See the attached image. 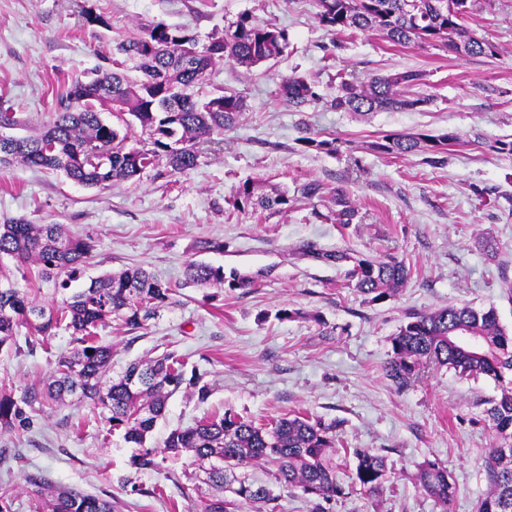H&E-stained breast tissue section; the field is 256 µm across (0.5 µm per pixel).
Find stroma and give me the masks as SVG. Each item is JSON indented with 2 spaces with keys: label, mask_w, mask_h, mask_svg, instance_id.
I'll return each mask as SVG.
<instances>
[{
  "label": "stroma",
  "mask_w": 512,
  "mask_h": 512,
  "mask_svg": "<svg viewBox=\"0 0 512 512\" xmlns=\"http://www.w3.org/2000/svg\"><path fill=\"white\" fill-rule=\"evenodd\" d=\"M93 9L105 24L84 23ZM243 13L288 32L277 61L251 72L224 66L214 86L241 95L246 110L222 142L208 146L194 169L88 189L21 164L0 168V221L60 224L92 238L95 249L80 285L106 273L141 266L168 282L174 303L137 336L120 323L100 329L112 347V371L166 352L205 372L206 402L180 392L168 402L151 441L227 410L255 423L307 412L336 425V477L345 495L332 512H476L489 488L484 459L494 434L484 420L499 390L486 377L426 368L405 389L384 375L391 338L413 313L451 304L495 308L512 332V156L489 145L512 137V0H481L467 26L494 43L493 56H463L441 44L392 47L374 32L347 37L316 18L315 0H0V95L17 116L46 121L58 89L98 64H109L117 40L156 21L189 28L199 43L222 35ZM408 69L425 74L432 104L361 118L330 106L338 77L366 79ZM308 76L318 101L293 111L278 93L283 77ZM452 131L461 143L447 163L422 156L392 158L369 142L396 133ZM331 136L335 153L303 150V136ZM287 191L280 211L236 210L229 201L245 181ZM326 191L344 186L362 223L341 227L324 219L328 202L300 198V185ZM218 241L220 251L201 249ZM379 258L393 253L413 269L390 300L370 303L342 265L302 255L304 246ZM223 267L250 278L249 288L188 287L189 262ZM282 309L294 311L279 318ZM50 350L0 353V387L22 393L46 377L72 348L66 331ZM105 410L70 397L44 407L28 433L0 437L18 454L0 487L12 490V512H31L24 480L32 471L55 486L111 495L113 512H196L202 491L187 479L191 459L166 460L158 471L131 467L135 450L108 430ZM371 448L386 458L377 492L356 479L351 451ZM427 461L446 467L456 496L441 508L422 491ZM265 463L237 468L242 479L271 488L275 512H309L300 492L278 486ZM178 481H171V474Z\"/></svg>",
  "instance_id": "1"
}]
</instances>
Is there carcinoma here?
<instances>
[{"label":"carcinoma","mask_w":512,"mask_h":512,"mask_svg":"<svg viewBox=\"0 0 512 512\" xmlns=\"http://www.w3.org/2000/svg\"><path fill=\"white\" fill-rule=\"evenodd\" d=\"M478 0H317L319 23L340 35L377 32L394 46L441 42L466 56H494L497 47L477 37L465 25ZM181 26L159 22L139 34L115 43L112 64L131 63L138 76L97 67L76 78L60 94L51 116L39 132L20 135L25 123L14 112H0V128L13 130L10 142L0 143V165L21 163L29 168L60 172L87 188L104 189L114 181L133 179L146 170L182 172L194 168L205 144L218 145L224 129L237 124L245 110L244 99L222 88L212 91L210 76L216 67L230 63L245 70L267 64L288 48L285 30L263 25L241 14L202 49ZM423 72L407 70L373 77L366 82L340 78L330 100L332 108L365 116L372 112L399 111L427 106L431 98L413 92L422 85ZM279 93L296 111L320 99L316 85L294 73L281 80ZM112 113L108 122L103 112ZM145 135L142 145L126 146L133 125ZM457 134H389L370 147L393 158L428 155V163H445ZM305 150L338 151L336 139L304 137ZM255 187L245 182L236 192V207L258 205L274 210L289 203L288 195L275 192L254 198ZM335 223H361L359 209L343 186L332 193ZM94 250L89 238H74L60 224H30L7 219L0 224V260L12 259L26 280L54 282L62 295L56 307H47L28 289L18 287L13 274L0 266V350L19 352L40 345L64 328L74 347L58 357L42 385L26 388L21 396L0 389V435L30 431L35 406L64 403L77 396L109 412L108 422L123 439L138 448L131 466L138 471L159 470V451L147 445L168 400L185 390L204 402L209 396L203 375L186 369L183 357L168 352L148 362H134L114 378L112 345L98 340L97 329L119 321L129 333L173 303V289L141 266L90 280L72 289L83 274ZM303 254L325 263H350L347 275L370 303L394 297L411 277L405 261L392 255L356 258L343 251ZM186 280L197 286L246 288L252 281L236 274L225 277L224 267L191 261ZM25 336H20L21 330ZM471 336L473 342L455 340ZM392 354L383 367L385 375L405 388L418 380L428 365L454 370L467 377L486 376L497 382L500 395L488 401L485 416L494 431L495 445L485 461L489 491L478 512H512V336L500 325L492 308L468 304L448 305L416 314L391 339ZM164 453L179 457L188 452L206 474L205 484L220 495L205 498L199 512H237L238 503H269L272 491L255 487L234 476V468L264 461L276 467L274 479L298 489L311 512H330L327 505L343 495L333 456L335 426L305 413L278 419L271 427L257 426L226 411L192 426L169 432ZM356 479L370 492L377 490L386 473L385 457L370 448H354ZM25 481L36 488L34 512H112V501L75 488L45 490L40 474ZM423 491L448 512L456 485L447 468L428 461L419 471Z\"/></svg>","instance_id":"1"}]
</instances>
